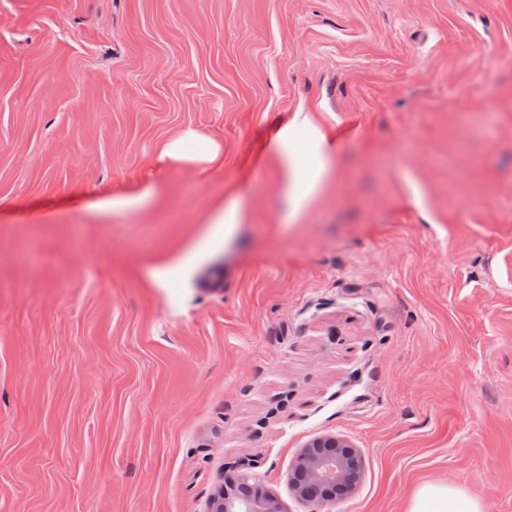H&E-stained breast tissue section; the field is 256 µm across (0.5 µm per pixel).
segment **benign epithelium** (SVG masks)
<instances>
[{"mask_svg": "<svg viewBox=\"0 0 512 512\" xmlns=\"http://www.w3.org/2000/svg\"><path fill=\"white\" fill-rule=\"evenodd\" d=\"M301 465L292 469L289 484L297 496L316 505L354 492L359 484L363 459L358 449L334 435L317 438L299 455ZM214 512H280L274 498L257 492L248 501L221 494Z\"/></svg>", "mask_w": 512, "mask_h": 512, "instance_id": "1", "label": "benign epithelium"}]
</instances>
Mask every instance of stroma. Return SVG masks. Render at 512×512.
I'll return each instance as SVG.
<instances>
[{
	"label": "stroma",
	"instance_id": "1",
	"mask_svg": "<svg viewBox=\"0 0 512 512\" xmlns=\"http://www.w3.org/2000/svg\"><path fill=\"white\" fill-rule=\"evenodd\" d=\"M299 111L337 153L293 218ZM189 128L207 176L157 162ZM325 434L363 471L315 509L289 472ZM230 478L512 512V0H0V512H210ZM154 192V187L148 186L132 195L112 196V198L98 202L96 206L100 209H108L112 207V210L120 208L141 207L146 205L151 200ZM408 512H481L479 504L451 485L427 484L415 493Z\"/></svg>",
	"mask_w": 512,
	"mask_h": 512
}]
</instances>
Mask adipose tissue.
<instances>
[{"label":"adipose tissue","mask_w":512,"mask_h":512,"mask_svg":"<svg viewBox=\"0 0 512 512\" xmlns=\"http://www.w3.org/2000/svg\"><path fill=\"white\" fill-rule=\"evenodd\" d=\"M221 147L194 130H185L166 143L158 160L161 165L210 164ZM280 160L282 191L291 214L306 209L331 170L334 149L325 132L309 115L298 114L284 126L270 145ZM409 512H481L479 504L451 485L427 484L415 493Z\"/></svg>","instance_id":"adipose-tissue-1"}]
</instances>
